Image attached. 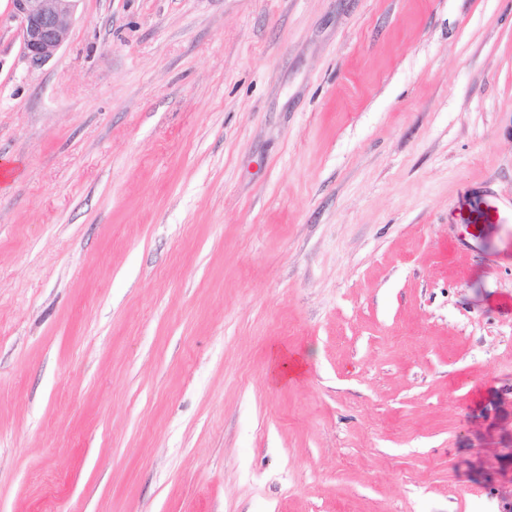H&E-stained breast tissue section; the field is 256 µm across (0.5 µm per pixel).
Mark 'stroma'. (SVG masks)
Wrapping results in <instances>:
<instances>
[{
  "instance_id": "stroma-1",
  "label": "stroma",
  "mask_w": 512,
  "mask_h": 512,
  "mask_svg": "<svg viewBox=\"0 0 512 512\" xmlns=\"http://www.w3.org/2000/svg\"><path fill=\"white\" fill-rule=\"evenodd\" d=\"M488 198L512 0H0V512H512ZM19 22L23 51L33 65L48 62L68 38L67 20L80 0H8ZM512 222V214L510 223ZM456 223L471 228V237L482 239V226L490 224H510L509 216L495 200H487L476 209H460L456 216Z\"/></svg>"
}]
</instances>
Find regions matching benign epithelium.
Returning a JSON list of instances; mask_svg holds the SVG:
<instances>
[{"instance_id":"benign-epithelium-1","label":"benign epithelium","mask_w":512,"mask_h":512,"mask_svg":"<svg viewBox=\"0 0 512 512\" xmlns=\"http://www.w3.org/2000/svg\"><path fill=\"white\" fill-rule=\"evenodd\" d=\"M12 16L19 22L23 51L33 65L48 62L68 38L67 20L79 0H9Z\"/></svg>"}]
</instances>
